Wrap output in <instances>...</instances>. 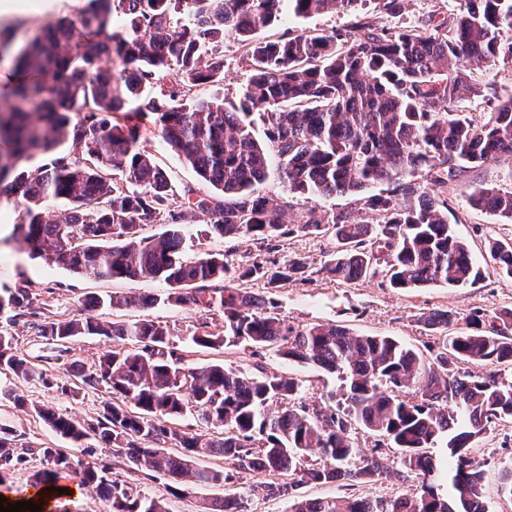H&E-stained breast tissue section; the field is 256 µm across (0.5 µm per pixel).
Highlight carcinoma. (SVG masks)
<instances>
[{"mask_svg": "<svg viewBox=\"0 0 512 512\" xmlns=\"http://www.w3.org/2000/svg\"><path fill=\"white\" fill-rule=\"evenodd\" d=\"M363 2L88 0L75 18L44 27L16 57L13 103L0 108V140L9 145L0 154V191L23 201L17 229L31 254L96 278L163 282L168 302L199 314L195 347H272L336 375L340 385L321 409L297 406L292 378L255 377L222 363L197 366L170 342L166 324L100 320L92 311L103 302L84 301L74 318L33 324L37 336L64 349L84 336L132 348L105 352L93 370L71 366L75 381L66 385L0 334V370L65 395L101 388L108 400L82 423L62 409L34 408L76 454L20 448L13 431L0 426V481L36 453L47 464L34 474L37 483L74 474L95 486L106 512H170L140 485L112 477L111 462L92 460L99 441L128 472L150 478L234 483L233 472L197 466L204 455L230 458L256 475H286L260 488L269 498L291 500V512H489L471 448L490 424L512 419V375L503 373L512 367V309L472 314L466 330L440 337L427 357L391 336L329 323L295 326L265 296L228 286L256 278L274 287L305 273L298 261L234 266L220 254L186 256L185 224L199 213L226 239L271 243L291 232L289 196L349 195L361 202L357 212L312 209L295 224L335 237L336 253L319 269L323 279L355 282L379 272L380 261L392 288H459L481 278L448 224V182L467 168L512 158V89L489 97L472 72L512 62V0H461L457 12L402 30L360 18L345 31L256 37L281 21L285 6L309 17ZM228 36L251 61L236 100L187 95L224 78ZM103 55L121 60L119 73L100 65ZM147 83L159 93L142 96ZM465 97L485 99L479 118L454 109ZM253 114L267 124L262 141ZM143 119L213 192L188 185L174 202L165 171L138 147ZM68 141L72 153L17 170L18 158L52 153ZM272 153L283 193L270 196L261 186L273 175ZM382 182L392 191L367 194ZM59 201L67 205L62 213ZM468 203L512 223V168L504 184L473 188ZM160 222L164 230L142 235L144 226ZM488 253L512 281V240H490ZM157 301L153 294L112 297L109 306L150 308ZM24 311L39 315L28 289L0 295V315L14 321ZM217 314L220 330L212 329ZM423 322L439 332L455 313L432 310ZM461 362L480 371L462 374ZM191 411L206 431L169 424ZM353 421L378 436V445L396 449L397 460L363 453L348 433ZM432 448L443 449V460ZM313 450L319 461L298 469ZM382 475L417 478L420 492L388 505L298 494L305 483ZM201 512H246V505L229 493L203 500Z\"/></svg>", "mask_w": 512, "mask_h": 512, "instance_id": "cac0c4a2", "label": "carcinoma"}]
</instances>
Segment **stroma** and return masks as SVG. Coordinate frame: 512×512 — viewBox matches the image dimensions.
Here are the masks:
<instances>
[{
	"mask_svg": "<svg viewBox=\"0 0 512 512\" xmlns=\"http://www.w3.org/2000/svg\"><path fill=\"white\" fill-rule=\"evenodd\" d=\"M85 0H49L47 9L35 16H21L8 22H0V33L12 36L15 45H22L46 24L74 17L83 8ZM460 0H406L400 14L383 12L376 0L347 12L324 13L311 17L287 14L281 23L272 28V35L288 32H323L343 30L357 19L368 18L377 27L404 28L417 24L432 14L440 16L458 9ZM249 73V62L237 40H224V78L222 81L198 87L197 95L207 98L235 100L241 84ZM140 146L153 155L165 170L174 193H181L188 185L198 184L199 178L182 156L167 147L150 126L141 130ZM507 168L506 162H489L478 168H468L448 185V222L456 234L470 248L483 276L466 288L429 286L397 289L383 284L381 277L361 279L352 283L322 280L319 268L336 250L331 233H294L277 244L266 245L246 239L229 240L207 233L205 217H198L190 224L191 239L188 256L203 253L225 254L234 263L248 264L270 258L279 264L299 259L307 266L305 279H292L267 288L264 281L246 279L242 285L247 290L261 292L271 290L277 311L288 322L304 326L333 323L349 328L360 335L394 336L421 353H428L437 343V334L428 332L420 320L424 312L433 309H452L456 315L455 328H463L465 320L474 312L492 313L512 309V282L499 276L488 256L489 240H511L512 224L499 221L489 213L473 209L467 202L469 191L481 184H501ZM21 202H14L7 218H0V293L15 288H28L32 296L44 304L46 313L55 319L72 317L80 303L89 297L109 299L115 295L155 294L159 302L154 307H124L112 310L104 305L98 308L100 319L116 318L135 322L143 318L165 323L171 340L179 348L190 345L189 338L197 331L198 317L189 308L166 302L167 287L159 282H143L130 279H98L91 275H77L54 262L32 257L17 231ZM34 316L7 323L0 316V332L13 336L19 353L32 363H45L49 374L66 381L71 363L92 367L99 356L110 350L112 343L97 337H82L74 341L68 352H52L45 339L39 338L33 328ZM197 364L221 362L225 366L250 374L263 371L290 376L300 384L299 402L315 406L322 394L335 389V376L314 367L289 361L271 349L252 350L246 346L205 350L192 354ZM22 396L26 408L16 407L14 396ZM106 399L104 393L91 388L77 396H67L44 388L38 382L0 374V425L12 429L19 444L37 449L63 448L67 442L57 435L36 414L37 406L67 410L73 418L83 421L97 416ZM473 458L484 471V491L489 512H512V500L499 496L498 471L505 462L512 461V421L501 420L490 425L484 437L475 445ZM168 478L144 480L141 488L154 498H169ZM415 480L405 482L390 476H380L374 481L349 489L336 485L306 484L300 489L309 498L349 493L356 498L390 502L416 491ZM224 487L192 486L180 499L170 500L172 512H197L203 499L223 495Z\"/></svg>",
	"mask_w": 512,
	"mask_h": 512,
	"instance_id": "35a3bbf8",
	"label": "stroma"
}]
</instances>
